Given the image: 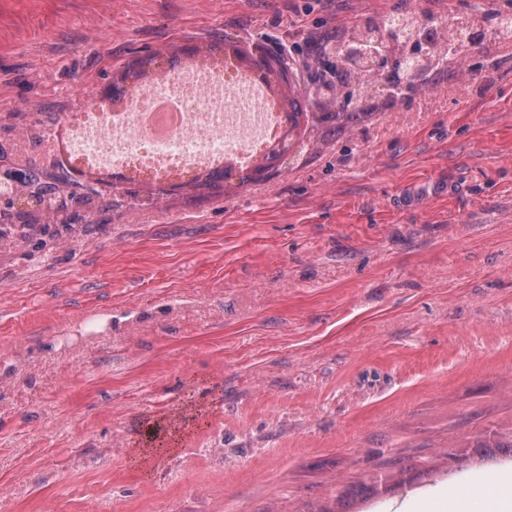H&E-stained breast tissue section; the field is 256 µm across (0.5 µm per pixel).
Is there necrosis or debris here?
Masks as SVG:
<instances>
[{"instance_id":"1","label":"necrosis or debris","mask_w":512,"mask_h":512,"mask_svg":"<svg viewBox=\"0 0 512 512\" xmlns=\"http://www.w3.org/2000/svg\"><path fill=\"white\" fill-rule=\"evenodd\" d=\"M161 99L185 104L179 125L162 137L146 135L142 111ZM284 114L264 83L231 64L173 68L130 96L119 112H78L69 125V161L167 183L233 163L246 167L277 141Z\"/></svg>"}]
</instances>
